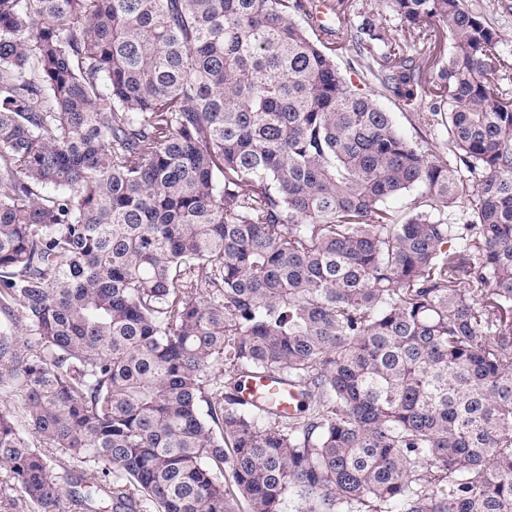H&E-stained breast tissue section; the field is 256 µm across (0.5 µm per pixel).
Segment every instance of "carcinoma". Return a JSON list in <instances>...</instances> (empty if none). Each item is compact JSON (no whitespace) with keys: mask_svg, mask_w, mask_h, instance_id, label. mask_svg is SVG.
<instances>
[{"mask_svg":"<svg viewBox=\"0 0 512 512\" xmlns=\"http://www.w3.org/2000/svg\"><path fill=\"white\" fill-rule=\"evenodd\" d=\"M310 2L0 0V472L32 512H512V50L469 0H387L418 43ZM419 62L446 94L409 138L380 74ZM266 374L297 413L244 403Z\"/></svg>","mask_w":512,"mask_h":512,"instance_id":"obj_1","label":"carcinoma"}]
</instances>
